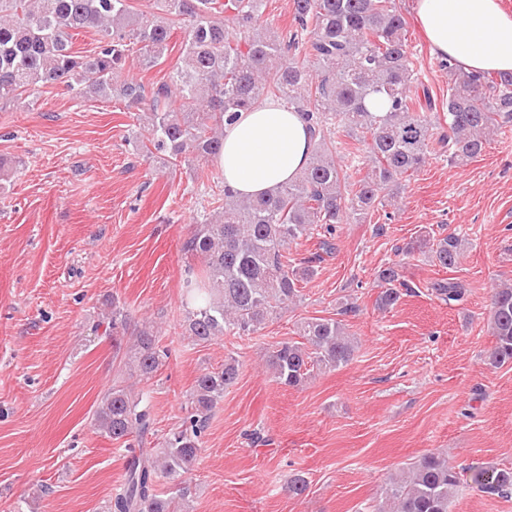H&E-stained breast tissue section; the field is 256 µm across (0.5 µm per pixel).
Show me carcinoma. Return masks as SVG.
I'll list each match as a JSON object with an SVG mask.
<instances>
[{"mask_svg":"<svg viewBox=\"0 0 512 512\" xmlns=\"http://www.w3.org/2000/svg\"><path fill=\"white\" fill-rule=\"evenodd\" d=\"M133 0H0V109L26 102L49 85L80 98H115L139 111L141 144L175 167L202 168L224 150V123L264 100H278L304 116L313 133L309 165L266 197L245 198L229 187L215 194L218 206L194 225L183 251L201 262L185 269L181 303L185 331L196 345L220 336L258 333L274 315L300 297L316 274V261L292 258L291 244L320 227L332 236L344 215L364 220L384 204L381 193L421 170L430 144L448 148V162L479 156L485 144L512 126V72L463 70L453 59L439 61L448 72L443 111H429V90L420 77L395 0H292L293 26L284 32L257 26L266 0H154L158 13ZM178 63L146 86L124 77L132 55L150 69L176 49ZM83 30L96 35L88 55L73 50ZM360 147L341 165L336 135ZM429 249L439 266H455L461 238L411 242L409 255ZM382 308L397 304L409 285L397 265L378 271ZM448 303L466 289L445 279L431 285ZM490 326L495 346L489 363L512 364V285L495 290ZM112 340L126 329V315L112 308ZM354 344L344 324L312 318L301 340L279 342L267 353L273 378L303 385L311 372L335 369L352 358ZM169 358L150 328L126 345L125 366L137 382H148ZM239 364L229 357L204 370L190 393L180 426L158 448H136L131 438L151 429L148 393L114 387L96 411L98 430L124 444L129 460L124 481L108 512H177L190 494L191 474L210 413L237 380ZM177 482L162 494L159 479ZM469 482L491 494L512 491V469L469 468ZM460 476L448 459L426 454L391 479L375 512H448Z\"/></svg>","mask_w":512,"mask_h":512,"instance_id":"obj_1","label":"carcinoma"}]
</instances>
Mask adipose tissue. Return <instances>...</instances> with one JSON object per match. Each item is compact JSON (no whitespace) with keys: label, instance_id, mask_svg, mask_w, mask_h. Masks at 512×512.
Instances as JSON below:
<instances>
[{"label":"adipose tissue","instance_id":"adipose-tissue-1","mask_svg":"<svg viewBox=\"0 0 512 512\" xmlns=\"http://www.w3.org/2000/svg\"><path fill=\"white\" fill-rule=\"evenodd\" d=\"M415 12L434 55L467 70L512 71V13L500 0H416ZM311 151L303 117L266 100L225 124L217 165L235 192L255 198L293 179Z\"/></svg>","mask_w":512,"mask_h":512}]
</instances>
